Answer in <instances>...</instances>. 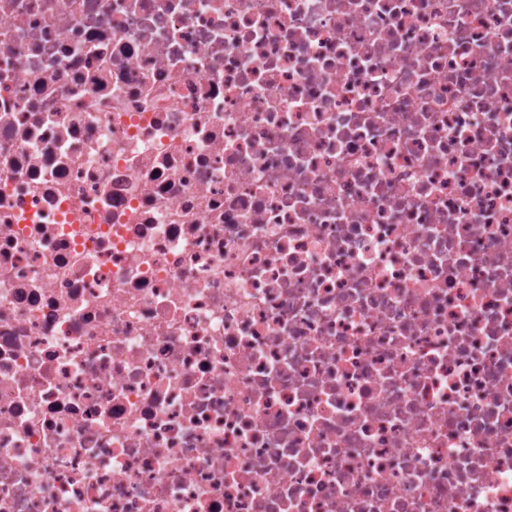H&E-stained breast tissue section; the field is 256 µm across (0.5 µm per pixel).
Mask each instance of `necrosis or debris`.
Segmentation results:
<instances>
[{
    "mask_svg": "<svg viewBox=\"0 0 512 512\" xmlns=\"http://www.w3.org/2000/svg\"><path fill=\"white\" fill-rule=\"evenodd\" d=\"M0 512H512V0H0Z\"/></svg>",
    "mask_w": 512,
    "mask_h": 512,
    "instance_id": "1",
    "label": "necrosis or debris"
}]
</instances>
